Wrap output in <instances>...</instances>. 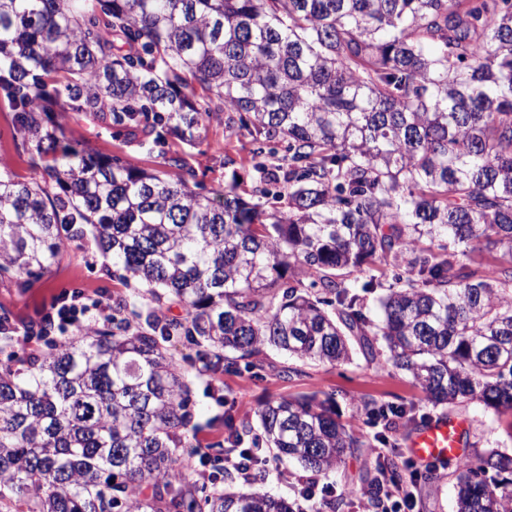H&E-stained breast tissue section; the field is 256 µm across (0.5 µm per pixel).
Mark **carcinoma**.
Segmentation results:
<instances>
[{
  "label": "carcinoma",
  "instance_id": "1",
  "mask_svg": "<svg viewBox=\"0 0 512 512\" xmlns=\"http://www.w3.org/2000/svg\"><path fill=\"white\" fill-rule=\"evenodd\" d=\"M0 100L40 178L0 174V280L35 281L94 228L119 298L83 343L0 361V512H293L258 490L198 502L189 385L206 371L386 354L434 406L512 413V0H0ZM253 145L255 186L215 197L62 142L61 112L141 131L153 150L207 122ZM287 202V209L278 207ZM499 251L493 269L475 250ZM404 266L364 312L379 277ZM184 307L162 312L165 296ZM333 397L224 417V452L265 446L326 473L365 445ZM381 415L416 420L413 402ZM408 475H367L372 506ZM457 512H512V454L457 477Z\"/></svg>",
  "mask_w": 512,
  "mask_h": 512
}]
</instances>
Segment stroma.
<instances>
[{
	"instance_id": "35a3bbf8",
	"label": "stroma",
	"mask_w": 512,
	"mask_h": 512,
	"mask_svg": "<svg viewBox=\"0 0 512 512\" xmlns=\"http://www.w3.org/2000/svg\"><path fill=\"white\" fill-rule=\"evenodd\" d=\"M225 115H218L200 126L192 143L169 137L164 152L140 148L133 135L115 138L104 121L81 112L62 116L65 137L78 140L91 149L108 155H120L133 166L148 171L164 170L178 174L180 168L193 170L201 195H211L224 182L237 179L244 189H252L255 173L251 160V144L247 137L229 135ZM0 173L18 180L31 179L30 152L17 136L12 115L0 109ZM64 291L81 294L89 307L93 323L100 324L112 313L117 296L130 295V288L112 276V263L106 260L92 234L69 240L60 262L41 279L20 285L0 280V313H8L16 332L12 350L18 356L43 350V340L25 335L24 327L38 322L39 312L52 298ZM264 370L239 369L216 374L193 365L188 371L191 405L198 424L200 447H217L224 440V427L218 418L231 412L236 419L256 421L257 411L272 398L323 392L336 401L340 419L358 433L373 436L375 426L366 415L357 411L364 401L383 403L419 400L420 393L410 377L394 370L385 358L366 363L362 354H355L346 364H313L303 368L302 376L284 377L282 367L295 366V359L274 349H267ZM451 415L469 424L468 447L464 459L451 462L437 472L435 478L420 483L416 491L415 512H456L455 483L457 475L477 463L479 457L492 449L512 451V416L498 415L482 405L470 403L451 408ZM381 458L380 447L354 448L344 463L322 474L323 482L335 487L345 501L341 512H377L368 501L365 476L373 471ZM192 480L204 492L214 488L245 491L257 488L273 495L293 498V485L304 471L294 462L267 460L260 480L245 483L224 478L223 464L204 467L193 463Z\"/></svg>"
}]
</instances>
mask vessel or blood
Here are the masks:
<instances>
[{
    "mask_svg": "<svg viewBox=\"0 0 512 512\" xmlns=\"http://www.w3.org/2000/svg\"><path fill=\"white\" fill-rule=\"evenodd\" d=\"M467 429V423L459 418L435 417L413 427L406 436L405 446L422 464L457 460L466 452Z\"/></svg>",
    "mask_w": 512,
    "mask_h": 512,
    "instance_id": "obj_1",
    "label": "vessel or blood"
}]
</instances>
